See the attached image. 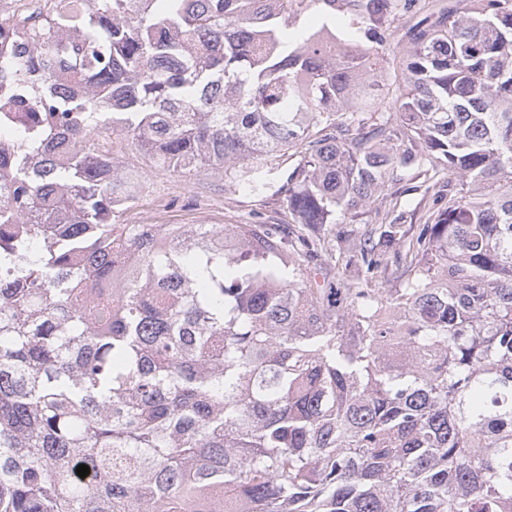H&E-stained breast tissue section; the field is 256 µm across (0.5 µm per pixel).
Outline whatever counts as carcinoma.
Masks as SVG:
<instances>
[{
    "mask_svg": "<svg viewBox=\"0 0 512 512\" xmlns=\"http://www.w3.org/2000/svg\"><path fill=\"white\" fill-rule=\"evenodd\" d=\"M40 3L0 16V512H512V0ZM118 131L286 165L288 222L119 223Z\"/></svg>",
    "mask_w": 512,
    "mask_h": 512,
    "instance_id": "cac0c4a2",
    "label": "carcinoma"
}]
</instances>
